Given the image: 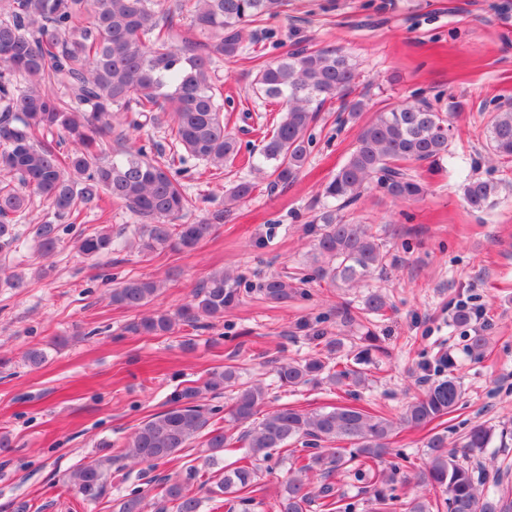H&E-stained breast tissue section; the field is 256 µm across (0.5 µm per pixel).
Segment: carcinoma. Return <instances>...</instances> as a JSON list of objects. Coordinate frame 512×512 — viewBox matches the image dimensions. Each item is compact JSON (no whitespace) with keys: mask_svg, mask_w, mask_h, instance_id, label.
Returning a JSON list of instances; mask_svg holds the SVG:
<instances>
[{"mask_svg":"<svg viewBox=\"0 0 512 512\" xmlns=\"http://www.w3.org/2000/svg\"><path fill=\"white\" fill-rule=\"evenodd\" d=\"M165 0H0V252L17 249L16 221L26 217L29 194L43 197L53 220L28 226V234L44 255L55 252L63 235L73 231L82 211L104 199L124 204L143 221L136 249L147 256L167 247L191 251L216 232L224 217L247 200L255 186L233 184L224 194V209L179 224L195 207L178 178L187 172V159L222 170L234 164L240 145L224 125V85L215 80L216 58L236 57L247 26L277 17L285 0H177L175 10L192 18L197 38L176 42L170 36L173 16ZM355 64L338 48L298 49L265 63L252 81L253 92L280 105L281 117L264 136L251 168L273 177L271 184L292 183L306 164L312 140L307 132L317 107L349 94ZM441 99L405 102L378 112L358 130L355 145L323 188L325 203L312 223L320 225L312 263L316 278L331 286L352 285L385 270L389 253L365 224L345 219L341 211L375 187L395 201L417 200L424 189L415 168L435 166L449 153V120L456 101ZM123 112L135 118L129 126L165 123L172 149L112 146V128ZM73 145L63 150V144ZM486 148L512 159V103L488 109ZM469 208L482 211L495 204L499 184L472 176L462 187ZM78 251L87 258L112 252L108 231L79 233ZM240 278L222 270L212 272L197 288L193 300L176 315L153 312L132 322L128 330L164 335L177 322L194 325L201 318H218L239 300ZM161 285L129 278L111 292L112 304L138 311L158 295ZM270 302L286 303L297 289L286 275L270 276L259 285ZM387 307L386 298L369 294L357 310L343 314L368 321ZM280 387L296 388L324 379L336 386L365 385L357 370L331 369L320 358L304 362L283 360L275 366ZM230 391L231 410L200 403L202 392L216 396ZM461 387L453 376L441 379L410 401L400 424L424 430L453 412ZM268 389L260 383L238 382L237 367L213 371L203 388L174 392L166 410L144 420L131 440L114 455L83 464L68 476L71 488L86 500L102 497L112 477V464L131 459L154 467L205 437L211 459L240 443L255 459L279 465L285 458L274 451L304 455L288 468L278 491L274 512H354L356 504L338 493L333 478L351 472L364 484L379 512H389L394 486L409 477L399 466L380 467L393 454L389 439L395 422L385 413L356 404L307 412L281 405L265 414L261 408ZM263 414L254 426L234 432ZM493 429L472 427L462 450L448 447L444 435L428 432L424 448L429 462L417 483L442 496L418 497L405 503V512H512V501L490 496L484 478L469 461L488 447ZM200 469L190 466L183 479H162L158 512H234L255 500L258 470L248 464L224 469L216 482L194 489ZM145 497L134 491L119 502L118 512H144Z\"/></svg>","mask_w":512,"mask_h":512,"instance_id":"carcinoma-1","label":"carcinoma"}]
</instances>
